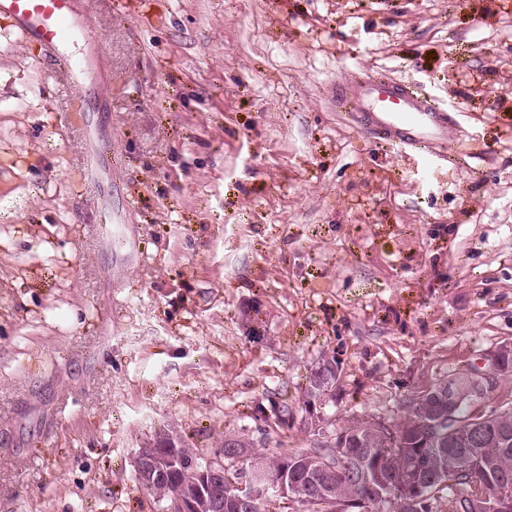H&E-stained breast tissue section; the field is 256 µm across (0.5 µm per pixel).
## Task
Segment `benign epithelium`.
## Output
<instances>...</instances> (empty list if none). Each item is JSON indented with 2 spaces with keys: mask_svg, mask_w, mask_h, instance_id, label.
<instances>
[{
  "mask_svg": "<svg viewBox=\"0 0 512 512\" xmlns=\"http://www.w3.org/2000/svg\"><path fill=\"white\" fill-rule=\"evenodd\" d=\"M202 476V484L184 483L175 488L167 512H224V505L236 508L254 502L269 489L280 495L303 497L302 486L285 478L274 479L263 465H251L236 480L227 478L224 465H216L211 460L200 461L196 457H181L174 453L162 457L154 448L140 449L135 466L138 483L153 490L163 481L170 470L183 468Z\"/></svg>",
  "mask_w": 512,
  "mask_h": 512,
  "instance_id": "obj_1",
  "label": "benign epithelium"
}]
</instances>
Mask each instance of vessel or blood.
Masks as SVG:
<instances>
[{
	"instance_id": "1",
	"label": "vessel or blood",
	"mask_w": 512,
	"mask_h": 512,
	"mask_svg": "<svg viewBox=\"0 0 512 512\" xmlns=\"http://www.w3.org/2000/svg\"><path fill=\"white\" fill-rule=\"evenodd\" d=\"M85 4L86 0H0V15L13 18L21 31L56 55L64 44L84 34L80 16ZM74 72L79 84L96 85L98 50H90ZM337 94L339 104L354 121L369 118L375 131L390 144L425 149L445 136L444 112L410 86L367 76L345 84Z\"/></svg>"
}]
</instances>
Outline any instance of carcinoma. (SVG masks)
Here are the masks:
<instances>
[{
    "mask_svg": "<svg viewBox=\"0 0 512 512\" xmlns=\"http://www.w3.org/2000/svg\"><path fill=\"white\" fill-rule=\"evenodd\" d=\"M502 376H512V357L491 368L490 382L482 390L493 393ZM340 371L329 367L312 372L303 391V406L336 394ZM469 371L457 372L430 386V393L451 386L469 385ZM421 394L408 404L410 417L386 421L380 417L355 418L335 437L303 448L277 444L262 451L234 435L224 439L222 460L229 472L235 449L248 448L252 457L272 471L288 466V476L308 475L318 484L329 483L334 492L310 488L298 501L303 512H404L406 499L416 500L415 512H475L483 491L512 502V402L490 413L476 414L465 401L448 415V405H422ZM372 481L391 485L382 497H372L362 484L361 472Z\"/></svg>",
    "mask_w": 512,
    "mask_h": 512,
    "instance_id": "obj_1",
    "label": "carcinoma"
}]
</instances>
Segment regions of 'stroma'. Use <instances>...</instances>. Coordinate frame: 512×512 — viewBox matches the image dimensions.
<instances>
[{"label":"stroma","instance_id":"1","mask_svg":"<svg viewBox=\"0 0 512 512\" xmlns=\"http://www.w3.org/2000/svg\"><path fill=\"white\" fill-rule=\"evenodd\" d=\"M83 89L0 16V512H165L161 431L314 442L512 343V0H88ZM384 74L448 121L347 123ZM292 412L277 422V405ZM337 101L357 123L368 124L392 145L425 149L443 140L446 115L431 99L408 85L367 76L344 84ZM378 104L373 107V104ZM340 368L331 369L329 367L319 368L312 372L307 380L303 391L302 403L306 413L309 412L308 405L312 399L325 397L333 394L336 398V388L339 386Z\"/></svg>","mask_w":512,"mask_h":512}]
</instances>
